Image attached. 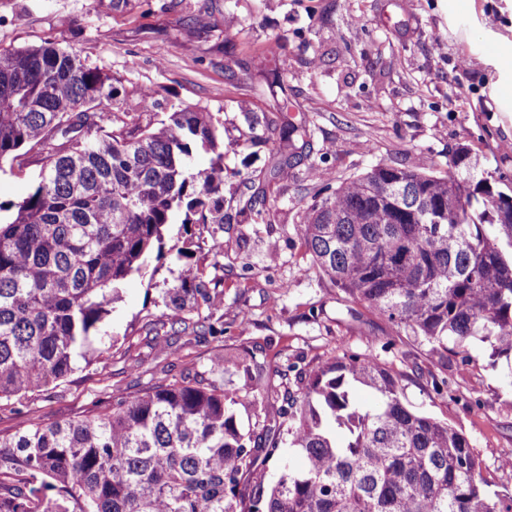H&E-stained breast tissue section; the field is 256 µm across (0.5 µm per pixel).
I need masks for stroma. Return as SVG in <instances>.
<instances>
[{"label": "stroma", "instance_id": "obj_1", "mask_svg": "<svg viewBox=\"0 0 512 512\" xmlns=\"http://www.w3.org/2000/svg\"><path fill=\"white\" fill-rule=\"evenodd\" d=\"M0 0V52L52 42L76 50L118 87V111H133L145 90L155 105L142 121L192 108L211 112L224 140V225L167 226L164 254L128 281L101 326L106 364L82 365L63 383L23 403L0 402V432L31 419L84 415L113 386L136 393L151 379L224 361V390L243 383L231 360L250 350L264 373L288 379L348 352L373 355L403 376L407 403L447 422L476 449L492 489L512 492V361L490 360L488 343L469 345L470 363L447 369L425 345L320 279L297 226L318 199L376 165L448 173L465 145L495 188L512 196V0ZM281 63L288 113L310 133L287 178L276 172L278 116L266 86L270 57ZM43 161L0 168V202L36 186ZM267 199L245 207L257 188ZM201 268L224 302L223 334L151 337L167 311V290L183 273L179 252ZM446 378L447 388L433 381Z\"/></svg>", "mask_w": 512, "mask_h": 512}]
</instances>
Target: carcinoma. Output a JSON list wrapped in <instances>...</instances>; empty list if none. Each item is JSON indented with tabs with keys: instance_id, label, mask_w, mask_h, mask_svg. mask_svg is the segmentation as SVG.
I'll list each match as a JSON object with an SVG mask.
<instances>
[{
	"instance_id": "carcinoma-1",
	"label": "carcinoma",
	"mask_w": 512,
	"mask_h": 512,
	"mask_svg": "<svg viewBox=\"0 0 512 512\" xmlns=\"http://www.w3.org/2000/svg\"><path fill=\"white\" fill-rule=\"evenodd\" d=\"M115 90L80 54L46 42L0 53V165L43 155L40 180L0 221V400L67 379L89 357L126 283L161 257L164 231L224 223V142L210 112L181 109L156 124L115 112ZM290 160L308 129L278 106ZM214 154L187 174L193 150ZM315 273L397 332L470 360L512 356V197L477 172L467 146L448 176L378 165L312 205L299 228ZM187 265L167 290L173 333L211 336L224 316ZM209 310L205 316L199 303ZM253 355L237 357L233 396L224 364L190 369L66 422L33 419L0 435V512H512L489 494L470 441L413 410L402 375L346 353L296 381L259 392ZM377 404L355 402L356 385ZM262 433L244 430L236 406ZM300 453L280 451L282 436Z\"/></svg>"
}]
</instances>
